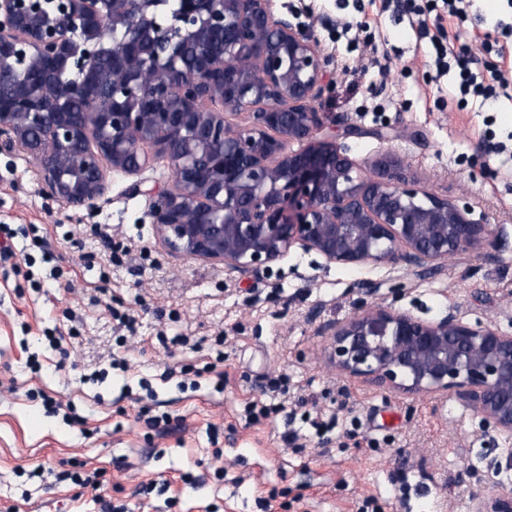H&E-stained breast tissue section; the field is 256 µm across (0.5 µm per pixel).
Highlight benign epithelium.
Returning <instances> with one entry per match:
<instances>
[{
	"label": "benign epithelium",
	"instance_id": "1",
	"mask_svg": "<svg viewBox=\"0 0 512 512\" xmlns=\"http://www.w3.org/2000/svg\"><path fill=\"white\" fill-rule=\"evenodd\" d=\"M319 42L272 0H0V152L37 164L42 194L93 212L107 176L156 159L171 184L150 217L173 254L258 274L290 252L426 272L490 242L469 208L371 173L316 134L329 86ZM82 100L86 111H69ZM247 114L243 124L228 115ZM330 367L383 390L448 394L512 434V335L450 312L427 321L362 306L328 326ZM512 512L511 493L472 499Z\"/></svg>",
	"mask_w": 512,
	"mask_h": 512
}]
</instances>
